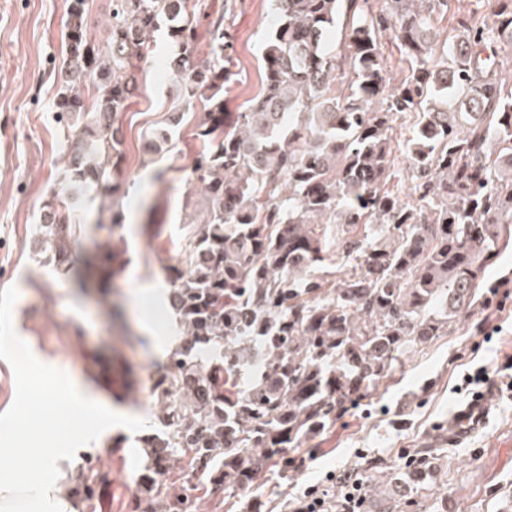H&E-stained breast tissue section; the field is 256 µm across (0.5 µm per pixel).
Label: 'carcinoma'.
<instances>
[{
  "instance_id": "cac0c4a2",
  "label": "carcinoma",
  "mask_w": 512,
  "mask_h": 512,
  "mask_svg": "<svg viewBox=\"0 0 512 512\" xmlns=\"http://www.w3.org/2000/svg\"><path fill=\"white\" fill-rule=\"evenodd\" d=\"M264 79L244 111H224V12L207 0H113L104 39L88 37L87 0H71L67 79L56 111L67 118L66 179L49 196L35 257L76 261L81 212L123 183L111 132L139 89L154 33L169 35L180 102L205 103L192 184L204 198L186 224L181 259L165 267L166 299L181 335L151 387L160 429L142 439L147 463L135 512H193L173 462L212 492L244 495L288 449L325 434L350 407L377 395L403 355L446 336L475 303L483 269L512 247V78H495L498 46L512 45V0L492 21L468 17L438 42L432 17L448 0H275ZM210 19L213 58L196 62ZM342 26V50L325 38ZM391 31L410 72L391 84L381 37ZM177 109L148 149L173 147ZM406 132L396 136V121ZM403 158L411 184L396 182ZM112 249L83 260L75 283L107 289ZM336 288L325 289L327 276ZM408 479L428 486V458ZM106 482L82 476L94 497Z\"/></svg>"
}]
</instances>
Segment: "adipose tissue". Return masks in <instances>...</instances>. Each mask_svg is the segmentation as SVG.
Masks as SVG:
<instances>
[{
  "instance_id": "obj_1",
  "label": "adipose tissue",
  "mask_w": 512,
  "mask_h": 512,
  "mask_svg": "<svg viewBox=\"0 0 512 512\" xmlns=\"http://www.w3.org/2000/svg\"><path fill=\"white\" fill-rule=\"evenodd\" d=\"M66 391L81 421V439L111 426L113 419L130 417L128 411H112L75 378H68ZM72 454L67 439L54 448L22 449L14 465L0 471V512H80L71 491L72 484L78 480L69 466Z\"/></svg>"
}]
</instances>
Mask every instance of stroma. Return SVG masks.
I'll use <instances>...</instances> for the list:
<instances>
[{
    "instance_id": "obj_1",
    "label": "stroma",
    "mask_w": 512,
    "mask_h": 512,
    "mask_svg": "<svg viewBox=\"0 0 512 512\" xmlns=\"http://www.w3.org/2000/svg\"><path fill=\"white\" fill-rule=\"evenodd\" d=\"M71 0H0V336H15L47 369L63 380L74 376L103 404L140 414L141 422L113 424L98 448L75 462L107 473L102 496L80 503V512H132L141 489L144 459L138 439L159 429L150 389L163 370L150 343L138 342L140 322L157 335L169 332L164 303L166 265L176 263L189 220L187 204L202 205L193 191V161L200 149L194 136L202 105L186 109L173 136V150L149 152L148 133L177 109L174 79L157 71L166 60V39L156 36L143 65L144 88L122 112L124 186L105 199L122 227L106 236L90 223L83 247L111 242L118 255L106 296L75 288L74 274L38 266L35 226L45 197L61 190L62 129L54 110L65 55V24ZM223 11L233 41L230 68L234 91L227 101L241 111L256 95L263 76L266 33L275 18L273 0H209ZM512 252L485 268L487 283L477 302L448 335L409 353L402 368L370 401L350 408L323 437L290 449L287 472L269 467L258 490L262 512H290L289 505L313 488L338 500L337 477L357 468L365 484L362 512H499L512 498V399L493 394L484 423L456 445L448 423L473 390L462 376L476 367L495 373L512 355ZM29 375L0 349V467L16 458L11 429L28 422L43 440H52L59 419L72 411L60 390L47 394L58 419L31 415ZM121 447H112V439ZM429 455L436 470L431 490L392 489L390 476L407 471L412 459Z\"/></svg>"
}]
</instances>
